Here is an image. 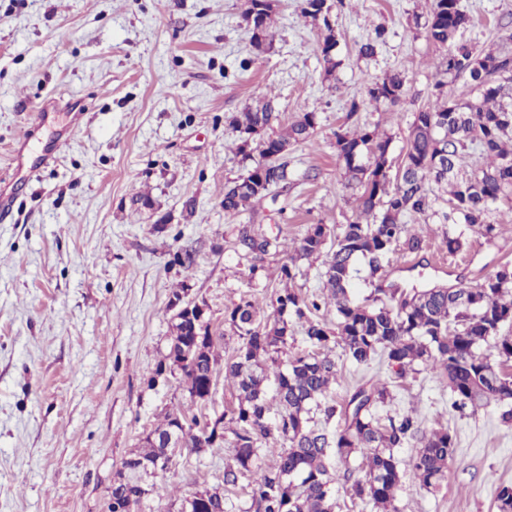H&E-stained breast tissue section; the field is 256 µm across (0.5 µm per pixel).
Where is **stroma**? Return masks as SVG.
Masks as SVG:
<instances>
[{
	"label": "stroma",
	"mask_w": 512,
	"mask_h": 512,
	"mask_svg": "<svg viewBox=\"0 0 512 512\" xmlns=\"http://www.w3.org/2000/svg\"><path fill=\"white\" fill-rule=\"evenodd\" d=\"M245 0H0V192L22 167L57 147L0 221V512H99L123 461L166 412L204 415L234 401L218 381L208 402L190 405L180 377H154L170 345V299L185 289L206 303L223 332L220 357L237 338L224 311L241 297L273 312L287 248L312 224L336 228L356 219L336 133L362 125L391 139L398 163L415 112L433 98L443 47L427 37L431 0H347L332 23L340 62L325 76L317 56L324 32L301 14V0H273V39L256 51L242 17ZM470 22L464 40L498 52L512 33V0H460ZM373 55L359 47L376 30ZM400 74L397 105L360 108L366 79ZM273 97L282 124L315 113L308 142L291 146L288 187L254 210L225 214V184L244 171L231 118ZM80 123H73L75 113ZM13 191V190H12ZM140 192L151 207L132 213ZM252 224L285 250L250 273L232 242ZM428 249L395 250L385 279L409 289L453 285L512 261V232L488 239L465 231L448 254L445 225L413 226ZM192 251V266L175 257ZM336 399L372 378L390 396L379 416L415 411L423 433L449 430L457 441L438 488L403 475L397 512H495L500 484L512 483V424L502 406L452 409L453 397L427 369L395 378L382 357L351 363L335 349ZM228 450L183 453L155 484L164 500L148 512H177L183 498L222 486Z\"/></svg>",
	"instance_id": "obj_1"
}]
</instances>
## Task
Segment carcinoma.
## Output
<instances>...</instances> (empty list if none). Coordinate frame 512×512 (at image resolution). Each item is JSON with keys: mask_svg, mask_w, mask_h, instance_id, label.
<instances>
[{"mask_svg": "<svg viewBox=\"0 0 512 512\" xmlns=\"http://www.w3.org/2000/svg\"><path fill=\"white\" fill-rule=\"evenodd\" d=\"M329 0H302L301 12L326 31L318 45L326 75L336 71L337 39L331 24ZM270 0H248L243 20L257 50L272 40ZM468 17L458 0H432L427 21L430 40L448 47L437 64L446 80L469 78L481 90L477 99L460 101L438 94L428 107L414 113L401 175L393 178L388 165L391 140L367 126L354 132H336V152L344 164L347 186L362 189L359 217L339 232L327 224L310 225L299 241L298 254L324 256L323 292L309 300L293 288L274 291L273 319L257 318L246 298L224 311L237 346L224 363V380L232 383L237 403L224 411V431L207 435L197 417L181 409L164 415L145 436L142 449L122 462L112 482L113 510L141 512L145 495H160L147 477L159 472L166 454L164 441L174 433L183 447L199 454L207 449H231L224 464V487L240 482L250 486L246 512H335V461L350 464L357 452L368 450L365 474L355 480L352 496L396 512L394 500L401 482V460L395 449L415 444L411 473L426 487L439 484L452 460L456 443L446 429L420 435V422L411 413L381 420L379 404L389 396L387 383L364 384L341 401L331 395L336 362L331 353L341 346L351 362L368 363L382 351L398 378L417 364L440 368L439 375L453 395L452 408L471 412L492 403L507 404L502 420L512 423V335L501 334L512 322V266L503 264L476 282L460 280L451 287L434 286L410 291L377 285L372 302L358 301L350 291L352 280L365 266L375 275L390 262L398 245L411 255L427 244L412 231L408 218L439 215L444 222L465 224L492 237L501 228L512 230V220L488 221L491 205L512 199V101H501L503 83L512 84V52L479 53L457 41ZM405 96L397 74L366 83L361 102L396 105ZM279 120L273 101L260 103L232 116L242 134L237 154L246 163L244 173L224 186V212L238 215L264 199L273 188L288 187V162L281 150L309 141L317 117L304 112L277 136L269 133ZM446 185L448 210L435 208L440 200L433 186ZM278 242L253 224L237 228L234 249L260 268ZM191 304L173 292L170 308L172 336L167 354L153 375L179 371L191 402L204 401L216 380L222 334L201 323L187 329ZM336 312V328L316 319L321 308ZM301 328L309 350L288 354ZM343 421L342 429L329 425ZM267 454L274 463L263 464ZM496 512H512V484L498 488ZM190 512H226L224 492L197 491L188 502Z\"/></svg>", "mask_w": 512, "mask_h": 512, "instance_id": "carcinoma-1", "label": "carcinoma"}]
</instances>
